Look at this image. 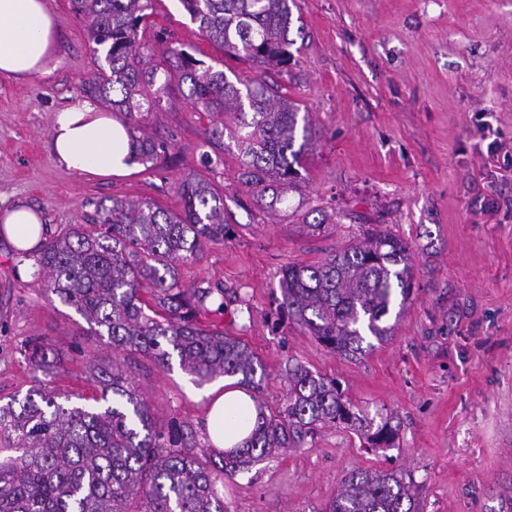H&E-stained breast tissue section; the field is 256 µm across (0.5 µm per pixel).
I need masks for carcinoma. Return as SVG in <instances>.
I'll list each match as a JSON object with an SVG mask.
<instances>
[{
  "label": "carcinoma",
  "mask_w": 512,
  "mask_h": 512,
  "mask_svg": "<svg viewBox=\"0 0 512 512\" xmlns=\"http://www.w3.org/2000/svg\"><path fill=\"white\" fill-rule=\"evenodd\" d=\"M153 3L71 0L93 54L103 57L85 91L124 114L127 162L145 165L167 152V143L147 134V122L174 88L185 87L193 107L212 118L211 137L236 148L240 185L258 207L276 209L297 188L302 161L317 144L299 104L262 74L293 60L290 0H180L224 55L255 66L252 77L235 83L184 49L168 46L158 63L144 61L142 31ZM178 193V212L114 198L90 225L72 224L37 249L33 276L48 297L74 307L94 336L107 339L112 361L98 367L94 407L42 386L0 405V512H226L224 477L306 444L326 425L345 424L372 448L394 446L393 417L374 423L336 381L300 362L288 363L278 410L265 412L258 398L265 364L243 340L200 322L209 306L224 310V289L206 281L185 288L178 278L179 265L233 234L224 197L199 176L182 181ZM412 281L409 245L378 225L321 261L288 266L276 325L287 319L339 356L356 358L372 347L369 339L391 337L389 316L408 300ZM20 353L45 374L60 360L41 337ZM129 354L161 368L176 357L198 386L238 378L254 394V429L242 444L217 452L199 447L182 421L158 428L128 373ZM413 486L396 472L354 471L324 512H417Z\"/></svg>",
  "instance_id": "obj_1"
}]
</instances>
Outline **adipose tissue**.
Returning a JSON list of instances; mask_svg holds the SVG:
<instances>
[{"label":"adipose tissue","instance_id":"1","mask_svg":"<svg viewBox=\"0 0 512 512\" xmlns=\"http://www.w3.org/2000/svg\"><path fill=\"white\" fill-rule=\"evenodd\" d=\"M56 21L46 0H0V75L26 78L44 72L55 43ZM57 163L95 176L127 171L129 142L120 120L88 100L57 112L50 132ZM0 229L17 248L31 251L40 237L35 211L17 205L0 213ZM204 429L213 448L225 450L252 431L256 414L235 379L213 388Z\"/></svg>","mask_w":512,"mask_h":512}]
</instances>
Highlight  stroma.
<instances>
[{"mask_svg": "<svg viewBox=\"0 0 512 512\" xmlns=\"http://www.w3.org/2000/svg\"><path fill=\"white\" fill-rule=\"evenodd\" d=\"M57 43L44 73L0 76V209L24 203L49 230L83 223L100 203L147 199L177 211L179 184L199 175L224 196L231 239L179 267L181 284L224 288L223 312L202 322L242 338L267 366L264 398L287 389L288 360L336 380L369 417L394 415L395 447H365L342 424L225 479L228 512H322L355 470L412 477L419 512H512V0H296L303 33L287 70L265 80L308 112L317 131L302 180L277 210L255 207L235 149L210 140L211 121L184 98L153 132L170 144L152 168L91 176L60 166L56 112L85 98L95 69L70 0H48ZM146 43L163 37L226 75L251 64L207 41L180 0H155ZM214 160L201 164L202 153ZM321 225L318 234L307 227ZM407 241L413 291L385 342L344 359L292 324L273 329L281 272L317 262L374 225ZM0 235V400L39 374L20 355L34 336L61 355L52 388L96 396L94 366L111 347L71 306L22 274ZM128 364L157 425L171 419L207 446L206 386L179 365L135 355Z\"/></svg>", "mask_w": 512, "mask_h": 512, "instance_id": "1", "label": "stroma"}]
</instances>
